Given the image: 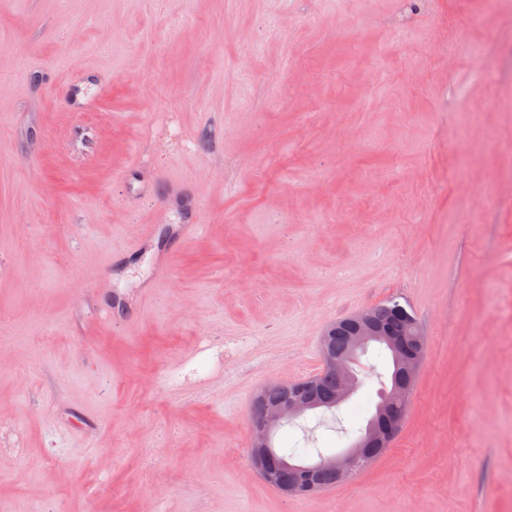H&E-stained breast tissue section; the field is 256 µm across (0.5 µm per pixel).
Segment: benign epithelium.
I'll use <instances>...</instances> for the list:
<instances>
[{"label": "benign epithelium", "mask_w": 512, "mask_h": 512, "mask_svg": "<svg viewBox=\"0 0 512 512\" xmlns=\"http://www.w3.org/2000/svg\"><path fill=\"white\" fill-rule=\"evenodd\" d=\"M343 324L352 328L348 352L343 356L323 354L324 368L336 375V402L345 401L358 387L360 380L354 364L369 345L381 343L392 355L395 382L379 404L375 420L358 440L336 455L323 457L314 463L278 459L267 448L270 432L288 419L316 409V404L307 396V393L314 391L316 379L277 382L275 386L290 393L301 391L303 395L267 406L260 418L250 422L253 465L260 476L267 477L285 469L290 472L303 470L305 475L310 476L316 470L326 468L334 474L336 482L342 483L370 464L372 449L387 448L394 439L401 424L394 407L398 403L408 402L410 398L413 381L425 355L424 332L419 328L412 338L408 336L407 326L403 322H377L366 310L349 317Z\"/></svg>", "instance_id": "1"}]
</instances>
